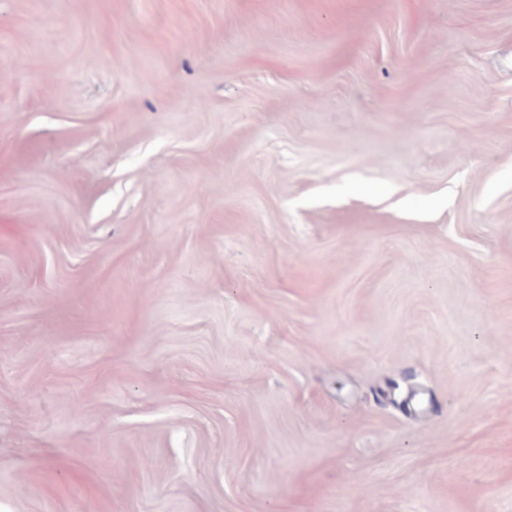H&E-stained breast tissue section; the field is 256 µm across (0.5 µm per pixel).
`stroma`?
<instances>
[{"label": "stroma", "instance_id": "obj_1", "mask_svg": "<svg viewBox=\"0 0 512 512\" xmlns=\"http://www.w3.org/2000/svg\"><path fill=\"white\" fill-rule=\"evenodd\" d=\"M0 512H512V0H0Z\"/></svg>", "mask_w": 512, "mask_h": 512}]
</instances>
